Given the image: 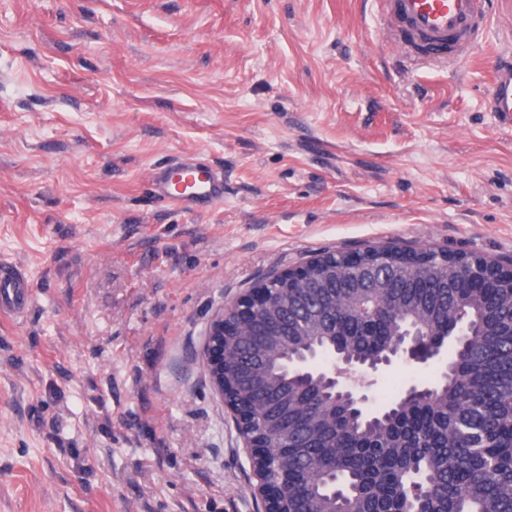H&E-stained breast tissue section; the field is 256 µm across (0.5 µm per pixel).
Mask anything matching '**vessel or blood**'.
Returning <instances> with one entry per match:
<instances>
[{
  "label": "vessel or blood",
  "mask_w": 512,
  "mask_h": 512,
  "mask_svg": "<svg viewBox=\"0 0 512 512\" xmlns=\"http://www.w3.org/2000/svg\"><path fill=\"white\" fill-rule=\"evenodd\" d=\"M377 6L399 51L421 46L435 59L468 55L481 40L491 14L488 0H377ZM486 104L501 125L512 127V59L500 62ZM151 181L157 200L188 211L208 209L224 199L222 174L199 163L159 168ZM29 298L21 272L1 264L0 313L20 314Z\"/></svg>",
  "instance_id": "obj_1"
}]
</instances>
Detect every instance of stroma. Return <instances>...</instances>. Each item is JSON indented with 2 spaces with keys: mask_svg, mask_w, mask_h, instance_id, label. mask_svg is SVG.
<instances>
[{
  "mask_svg": "<svg viewBox=\"0 0 512 512\" xmlns=\"http://www.w3.org/2000/svg\"><path fill=\"white\" fill-rule=\"evenodd\" d=\"M512 54L397 51L372 0H0V512H257L202 360L211 313L325 250L512 258V129L484 102ZM224 176L204 213L149 172ZM435 364L383 370L373 406ZM29 286L21 272L10 264L0 265V313L20 314L28 305Z\"/></svg>",
  "mask_w": 512,
  "mask_h": 512,
  "instance_id": "35a3bbf8",
  "label": "stroma"
}]
</instances>
